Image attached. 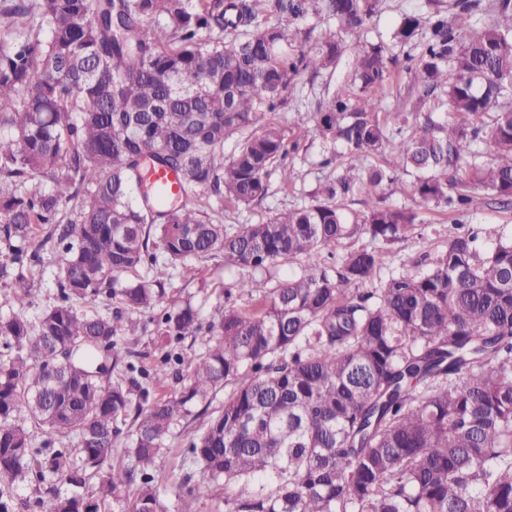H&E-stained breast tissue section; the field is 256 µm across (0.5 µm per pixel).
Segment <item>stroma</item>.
<instances>
[{"mask_svg":"<svg viewBox=\"0 0 512 512\" xmlns=\"http://www.w3.org/2000/svg\"><path fill=\"white\" fill-rule=\"evenodd\" d=\"M350 80L347 61H340L332 72L312 77L304 76L288 94V106L281 112L283 125L308 123L320 103L325 102L335 90ZM322 147L319 140L302 141L293 156L295 185L292 190L282 191L277 177H270L269 191L262 201L246 207L225 208L223 222L235 228L242 224H254L285 209L296 207L326 177L334 176L333 168L320 167ZM470 209L446 212L429 209L422 216V223L413 238L392 246L385 252V267L389 270L408 269L412 260L422 252L441 250L448 241V231L454 224H471L483 228L485 239H493L496 233L512 231V208L504 209L489 203L482 191H474ZM236 272L225 269L222 260L214 259L174 272L166 282V288L175 298L191 299L200 308L202 322H209L213 308L224 299V291L233 287ZM233 391L225 386L217 391L209 405H196L191 416L178 425L166 439V454L160 461L158 479L159 496L165 512H224V492L211 488L194 494L181 489L184 476L182 465L191 437L200 432L224 400Z\"/></svg>","mask_w":512,"mask_h":512,"instance_id":"stroma-1","label":"stroma"}]
</instances>
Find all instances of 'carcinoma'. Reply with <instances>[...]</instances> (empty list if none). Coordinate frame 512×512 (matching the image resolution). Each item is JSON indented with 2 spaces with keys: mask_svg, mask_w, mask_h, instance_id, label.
I'll list each match as a JSON object with an SVG mask.
<instances>
[{
  "mask_svg": "<svg viewBox=\"0 0 512 512\" xmlns=\"http://www.w3.org/2000/svg\"><path fill=\"white\" fill-rule=\"evenodd\" d=\"M379 2L0 0V307L32 305V264L56 243L55 292L36 322L0 319V512H15L25 484L35 512H102L87 471L107 465L129 417L131 464L109 467L106 494L121 512H165V441L228 384L185 476L224 487L225 512H512V234L482 244L456 232L381 275L420 211L463 210L475 189L512 206V0H457L480 13L471 36L439 0L403 15L391 40L420 38L408 111L383 96L387 44L366 41ZM314 20L351 44L312 38ZM347 52L351 82L312 126L275 119L301 75ZM442 95L450 112L422 111ZM310 135L321 166L343 157L344 171L301 207L226 228L216 212L264 199L271 172L293 187L290 155ZM148 157L177 173L183 205L142 195ZM402 173L410 208L383 193ZM206 191L217 206L200 202ZM357 192L369 202L350 216L339 200ZM361 237L371 245L268 286L277 267ZM215 258L244 274L236 288L254 308L215 307L208 342L175 356L183 393L150 398L168 370L131 361L124 381L104 379L100 357L139 356L126 337L146 332L140 315L163 308L159 340L202 330L163 276ZM77 301L115 308L88 316ZM71 435L79 464L54 447Z\"/></svg>",
  "mask_w": 512,
  "mask_h": 512,
  "instance_id": "cac0c4a2",
  "label": "carcinoma"
}]
</instances>
